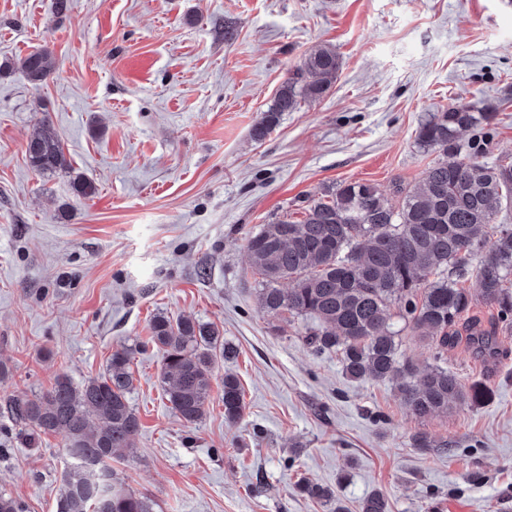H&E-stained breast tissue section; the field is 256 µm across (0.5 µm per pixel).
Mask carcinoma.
<instances>
[{"mask_svg": "<svg viewBox=\"0 0 512 512\" xmlns=\"http://www.w3.org/2000/svg\"><path fill=\"white\" fill-rule=\"evenodd\" d=\"M340 57L321 47L310 52L279 87L273 104L253 130L264 139L284 112L317 100L336 79ZM18 69L33 85L45 83L54 71L47 50L18 61ZM496 113L471 104H454L433 113L417 131V143L440 153L410 189H399L394 204L369 182L341 183L308 201L303 219L265 224L248 237L246 248L261 276L259 300L271 316L285 312L315 319L309 335L313 350L342 351L345 374L356 380H395L413 414L419 418L448 412L458 405L475 406L489 395L484 384L463 386L455 375L437 366L418 372L397 358L390 308L413 331L431 342L436 359L448 346L464 339L479 352L492 350V330L478 321L456 325L472 300L448 268L476 260L482 300L512 316V225L498 224L502 204L512 206V164L488 163V143H462L467 131L490 127ZM32 170L47 175L67 167L61 143L47 124L26 143ZM495 225L493 231L488 226ZM154 344L162 351V380L166 399L184 422L203 419L210 398L214 351L224 359L233 352L207 324L158 316L152 326ZM132 351L112 352L107 372L75 384L66 377L51 388L28 395L13 394L4 406L18 436L37 448L43 437L61 434L71 459L62 474L56 512H154L153 500L123 486L112 470V453L134 447L140 423L128 395L133 384ZM224 420L243 415L239 382L224 376ZM298 490L326 503L332 512H345L334 491L302 481ZM359 512H387L384 497L374 492L362 499Z\"/></svg>", "mask_w": 512, "mask_h": 512, "instance_id": "obj_1", "label": "carcinoma"}]
</instances>
